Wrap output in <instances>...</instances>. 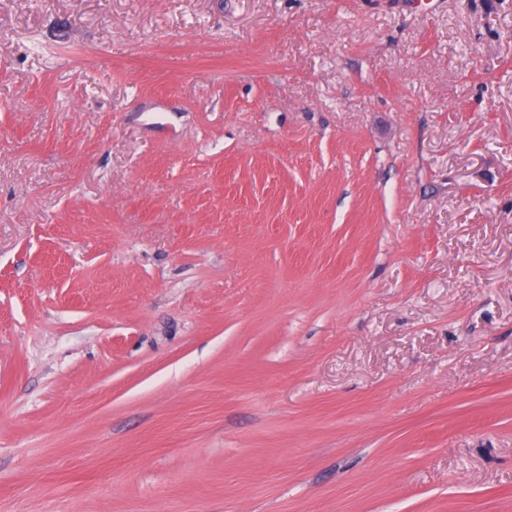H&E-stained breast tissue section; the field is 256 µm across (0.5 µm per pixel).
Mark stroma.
I'll return each instance as SVG.
<instances>
[{
    "instance_id": "obj_1",
    "label": "stroma",
    "mask_w": 512,
    "mask_h": 512,
    "mask_svg": "<svg viewBox=\"0 0 512 512\" xmlns=\"http://www.w3.org/2000/svg\"><path fill=\"white\" fill-rule=\"evenodd\" d=\"M0 512H512V0H0Z\"/></svg>"
}]
</instances>
